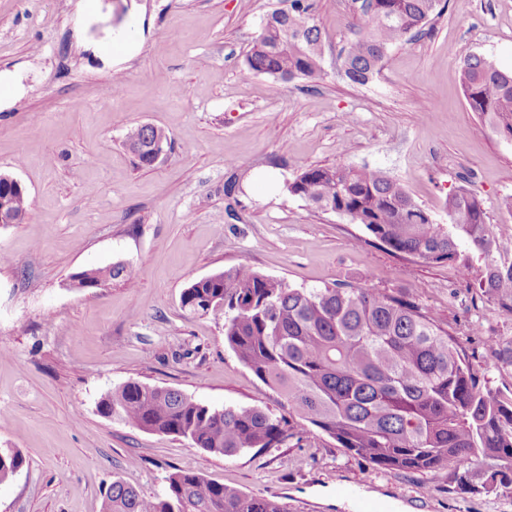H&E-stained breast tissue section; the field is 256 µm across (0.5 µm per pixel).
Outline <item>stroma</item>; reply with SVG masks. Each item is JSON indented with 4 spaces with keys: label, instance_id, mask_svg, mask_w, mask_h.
I'll list each match as a JSON object with an SVG mask.
<instances>
[{
    "label": "stroma",
    "instance_id": "1",
    "mask_svg": "<svg viewBox=\"0 0 512 512\" xmlns=\"http://www.w3.org/2000/svg\"><path fill=\"white\" fill-rule=\"evenodd\" d=\"M278 0H0V174L28 214L0 227V448L24 463L0 484V512H103L113 480L163 495L172 469L288 512H359L370 486L386 512H512V493L459 490L453 465L377 469L328 436L233 456L103 415L129 381L205 405L289 413L224 340V315L190 313L192 282L240 265L294 288L348 283L401 292L455 336L477 376L512 390L490 342L501 314L457 263L380 245L362 226L288 193L308 166H367L400 179L437 223L466 188L490 224L512 226V142L463 92L479 54L512 70V0H447L423 36L393 46L372 82L336 70L350 0H321L323 75L282 84L244 68ZM150 123L171 146L149 167L124 143ZM232 195H225V184ZM124 264L134 286L72 287L91 266Z\"/></svg>",
    "mask_w": 512,
    "mask_h": 512
}]
</instances>
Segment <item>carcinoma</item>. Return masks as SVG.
I'll list each match as a JSON object with an SVG mask.
<instances>
[{
    "mask_svg": "<svg viewBox=\"0 0 512 512\" xmlns=\"http://www.w3.org/2000/svg\"><path fill=\"white\" fill-rule=\"evenodd\" d=\"M440 0H352L343 39L342 77L365 85L379 75L390 48L425 31ZM320 0H279L245 57V70L282 83L322 76ZM471 109L512 141V73L474 54L460 68ZM165 132L138 124L125 144L143 166ZM286 189L315 207L361 225L392 250L425 262L453 261L463 273L483 265L480 293L512 315V246L486 222L481 201L460 188L448 194L449 223H436L404 184L367 167L309 166ZM0 207L15 223L28 211L27 192L0 179ZM466 250H460L461 246ZM98 288L133 275L121 264L75 275ZM182 306L207 315L224 309V336L238 359L265 385L283 391L290 423L258 406L223 409L183 392L130 381L107 395L101 412L133 428L181 437L221 456L271 448L290 438L334 439L349 455L389 472L425 474L455 466L460 489L472 494L512 491V390L482 381L456 339L413 301L374 288L337 284L293 288L246 265L189 285ZM479 470H473L475 461ZM24 458L0 448V483ZM104 512H288L272 495L247 494L176 470L164 495L147 498L120 480L104 495Z\"/></svg>",
    "mask_w": 512,
    "mask_h": 512,
    "instance_id": "carcinoma-1",
    "label": "carcinoma"
}]
</instances>
